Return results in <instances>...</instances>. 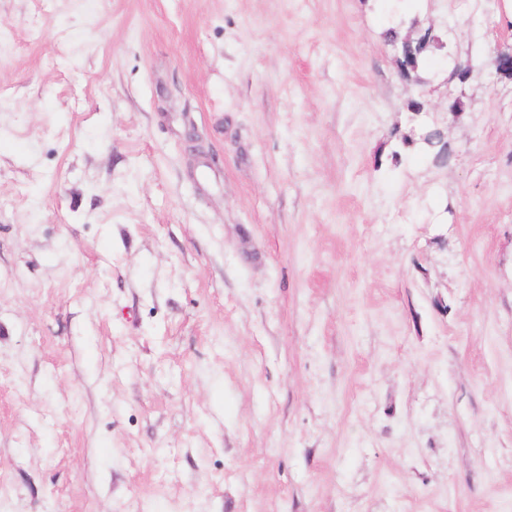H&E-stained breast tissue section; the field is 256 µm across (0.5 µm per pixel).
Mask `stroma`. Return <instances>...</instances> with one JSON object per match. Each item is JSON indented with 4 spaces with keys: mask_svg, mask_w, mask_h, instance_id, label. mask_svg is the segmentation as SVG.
Segmentation results:
<instances>
[{
    "mask_svg": "<svg viewBox=\"0 0 512 512\" xmlns=\"http://www.w3.org/2000/svg\"><path fill=\"white\" fill-rule=\"evenodd\" d=\"M411 7L0 0V512H512V0ZM387 40L390 45L392 44H401L399 42L398 33L394 30V28H390L387 32ZM413 40H416V37H413L412 33L407 34L404 37V42H411ZM437 44L434 45V44ZM438 47V48H437ZM443 46L439 44V42H435V39L431 36V33L429 32L425 38L422 40H416L409 46L402 48V53L405 54L409 64L412 66L411 68V75L414 76L417 71L422 68L424 64H426L429 61H433V55L431 54L432 51L431 48H436L440 50ZM492 82L512 77V44L499 42L494 48L489 63ZM414 113L420 118L421 125L424 127L432 126L427 119L429 111L424 103H422L420 108ZM433 128L436 132H438L440 136L418 125L417 127L411 129L408 134L401 137L402 144H413V146L419 149L425 156L433 157L434 159H440L446 152V144L448 146V142L445 140V134L441 129L435 127ZM442 138L444 141H446V144L443 142ZM447 159L448 151L445 154L444 160L436 162L444 163L447 161Z\"/></svg>",
    "mask_w": 512,
    "mask_h": 512,
    "instance_id": "stroma-1",
    "label": "stroma"
}]
</instances>
